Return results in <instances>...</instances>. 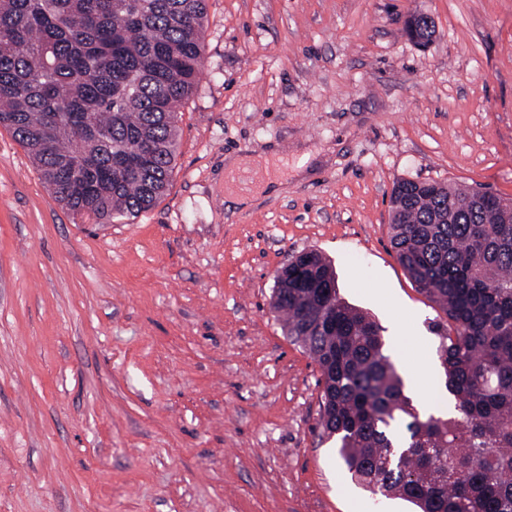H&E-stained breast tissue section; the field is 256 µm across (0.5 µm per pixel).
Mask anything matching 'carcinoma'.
<instances>
[{"label":"carcinoma","mask_w":512,"mask_h":512,"mask_svg":"<svg viewBox=\"0 0 512 512\" xmlns=\"http://www.w3.org/2000/svg\"><path fill=\"white\" fill-rule=\"evenodd\" d=\"M207 0H0V126L54 200L99 224L166 194L181 106L204 62ZM390 246L444 314L437 357L454 412L426 414L381 328L341 298L319 252L278 271L281 330L318 366V427L362 485L418 512H512V199L396 184Z\"/></svg>","instance_id":"obj_1"}]
</instances>
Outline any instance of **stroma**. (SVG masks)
<instances>
[{"instance_id":"stroma-1","label":"stroma","mask_w":512,"mask_h":512,"mask_svg":"<svg viewBox=\"0 0 512 512\" xmlns=\"http://www.w3.org/2000/svg\"><path fill=\"white\" fill-rule=\"evenodd\" d=\"M166 196L100 224L0 127V512H410L316 427L271 307L316 250L417 395L444 315L389 243L397 181L512 197V0H208ZM429 15L424 47L404 23ZM277 181L247 208L229 156Z\"/></svg>"}]
</instances>
